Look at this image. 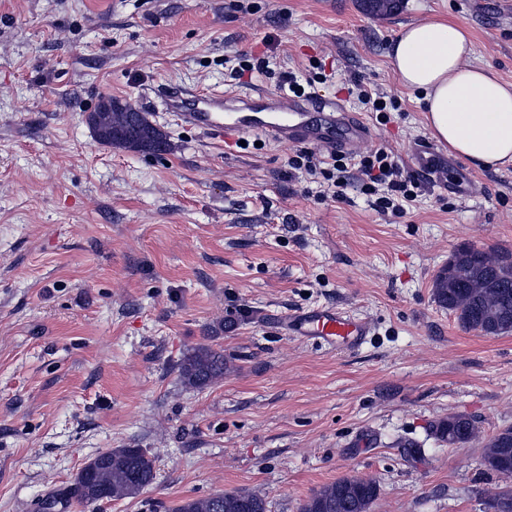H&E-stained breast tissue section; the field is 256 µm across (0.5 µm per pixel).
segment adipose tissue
Wrapping results in <instances>:
<instances>
[{
  "label": "adipose tissue",
  "mask_w": 512,
  "mask_h": 512,
  "mask_svg": "<svg viewBox=\"0 0 512 512\" xmlns=\"http://www.w3.org/2000/svg\"><path fill=\"white\" fill-rule=\"evenodd\" d=\"M469 31L451 18L404 26L387 57L400 84L423 96L427 126L481 169L512 165V83L473 64Z\"/></svg>",
  "instance_id": "adipose-tissue-1"
}]
</instances>
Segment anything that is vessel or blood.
<instances>
[{"mask_svg":"<svg viewBox=\"0 0 512 512\" xmlns=\"http://www.w3.org/2000/svg\"><path fill=\"white\" fill-rule=\"evenodd\" d=\"M165 105L182 126L221 145L247 136H264L352 153L371 134L363 118L345 111L335 99L291 97L261 90L201 93L173 87L165 94ZM313 110L323 112L321 122L309 121L308 114ZM414 160L418 170L430 176L438 174L445 162L442 153L429 142L416 145ZM286 329L291 335L315 338L342 351L358 348L369 334L366 321L331 307L295 312L288 317Z\"/></svg>","mask_w":512,"mask_h":512,"instance_id":"obj_1","label":"vessel or blood"}]
</instances>
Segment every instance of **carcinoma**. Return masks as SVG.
Segmentation results:
<instances>
[{"label":"carcinoma","instance_id":"obj_1","mask_svg":"<svg viewBox=\"0 0 512 512\" xmlns=\"http://www.w3.org/2000/svg\"><path fill=\"white\" fill-rule=\"evenodd\" d=\"M86 123L102 145L138 153L147 147L153 153L169 147L166 136L127 100L102 97ZM432 295L466 330L485 336L512 334V255L461 245L436 273ZM179 374L191 388L211 385L224 377V353L200 345L181 359ZM433 433L450 446L457 439L465 446L483 444L484 471L512 476V426L486 435L475 418L457 414L438 421ZM83 470L86 476H77L70 496L81 505H91L142 493L153 482L155 460L142 448H114L92 458ZM378 495L376 482L346 476L315 491L299 512H371ZM487 509L512 512V490L493 494ZM169 512H268V504L254 492H222L182 501Z\"/></svg>","mask_w":512,"mask_h":512}]
</instances>
